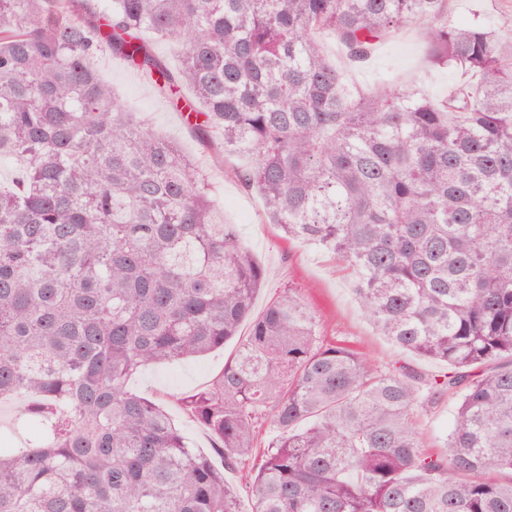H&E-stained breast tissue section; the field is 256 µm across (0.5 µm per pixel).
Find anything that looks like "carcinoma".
<instances>
[{
  "label": "carcinoma",
  "mask_w": 512,
  "mask_h": 512,
  "mask_svg": "<svg viewBox=\"0 0 512 512\" xmlns=\"http://www.w3.org/2000/svg\"><path fill=\"white\" fill-rule=\"evenodd\" d=\"M449 2L0 0V160L20 167L0 187V399L31 430L0 451V512H241L243 494L250 512H512V37L456 26ZM409 22L470 76L441 101L362 90L327 53L365 60ZM103 52L245 159L268 221L334 254L380 332L448 374L327 339L301 288L253 315L262 265L196 162L115 99ZM247 321L178 399L220 468L129 381ZM449 397L429 455L419 422Z\"/></svg>",
  "instance_id": "1"
}]
</instances>
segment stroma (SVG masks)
I'll list each match as a JSON object with an SVG mask.
<instances>
[{
	"mask_svg": "<svg viewBox=\"0 0 512 512\" xmlns=\"http://www.w3.org/2000/svg\"><path fill=\"white\" fill-rule=\"evenodd\" d=\"M450 8L453 21L462 25L486 18L500 24L512 20V0H451ZM327 49L338 65L347 68L353 82L365 89L373 87L382 75L397 84L417 77L432 96L441 99L447 96L450 86L461 80L457 71L432 63L430 46L421 26L415 23L379 44L370 59L362 63H350L335 44H328ZM96 66L121 104L139 112L152 129L175 138L206 171L225 222L237 225L243 242L265 269L263 286L254 301L255 313H262L287 286H297L323 314L325 333L330 338L346 342L381 364H409L431 376L447 372L446 364L404 352L381 334L360 308L350 273L332 254L288 238L269 224L257 194L245 190L237 180L239 158H227L220 150L203 146L172 111L168 100L121 58L105 53L98 57ZM237 345V339H233L205 357L151 366L130 380L131 390L162 404L192 445L217 465L222 459L216 455L209 437L173 397L206 387L223 370L225 360L232 357Z\"/></svg>",
	"mask_w": 512,
	"mask_h": 512,
	"instance_id": "obj_1",
	"label": "stroma"
}]
</instances>
